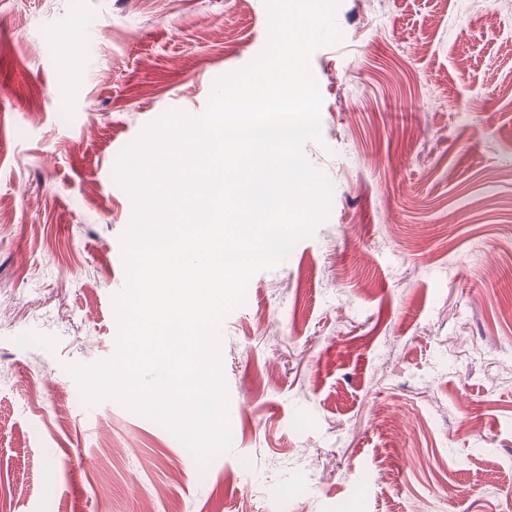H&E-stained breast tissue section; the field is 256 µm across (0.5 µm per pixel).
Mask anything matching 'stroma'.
<instances>
[{"instance_id": "35a3bbf8", "label": "stroma", "mask_w": 512, "mask_h": 512, "mask_svg": "<svg viewBox=\"0 0 512 512\" xmlns=\"http://www.w3.org/2000/svg\"><path fill=\"white\" fill-rule=\"evenodd\" d=\"M512 0H340L327 218L222 325L231 449L71 375L117 352L119 156L204 114L266 0H0V512H512Z\"/></svg>"}]
</instances>
